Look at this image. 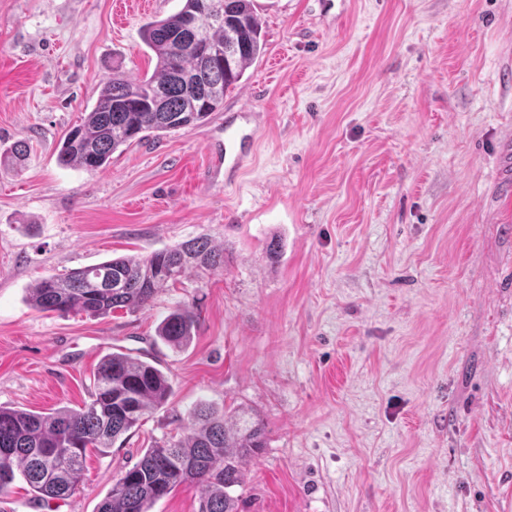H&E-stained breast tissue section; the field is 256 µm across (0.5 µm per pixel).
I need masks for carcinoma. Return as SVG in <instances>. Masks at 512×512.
<instances>
[{
    "mask_svg": "<svg viewBox=\"0 0 512 512\" xmlns=\"http://www.w3.org/2000/svg\"><path fill=\"white\" fill-rule=\"evenodd\" d=\"M188 18L214 46L235 40L224 63L194 52L183 30ZM143 42L157 59L153 74L107 81L82 123L61 139L60 164L95 171L121 146L207 119L264 49L253 0H227L221 21L203 13L200 0H185L177 13L148 24ZM28 155V143L20 139L0 152V164L21 168ZM218 267H224V250L197 236L145 257H117L44 277L29 289V302L41 311L93 317L135 311L181 282L188 269ZM197 325L196 313L179 304L160 322L157 336L183 348ZM171 395L170 380L156 365L114 352L98 364L90 402L79 409L63 407L45 414L0 406V493L20 476L42 499L71 496L83 482L88 454L112 447ZM186 429L179 438L146 449L115 480L98 512H150L184 484L200 487L199 512H237L235 488L243 483L245 465L266 444L259 415L243 409L228 416L201 402L190 411Z\"/></svg>",
    "mask_w": 512,
    "mask_h": 512,
    "instance_id": "1",
    "label": "carcinoma"
}]
</instances>
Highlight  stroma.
<instances>
[{"mask_svg": "<svg viewBox=\"0 0 512 512\" xmlns=\"http://www.w3.org/2000/svg\"><path fill=\"white\" fill-rule=\"evenodd\" d=\"M182 6L0 0V149L32 148L0 165V405L82 407L115 351L173 388L71 497L18 480L0 512H98L201 401L265 426L238 512H512V0H254L264 51L216 112L97 171L60 165L106 81L153 73L143 26ZM245 107L259 152L229 184L212 151ZM200 235L223 268L144 309L27 301L44 277ZM183 302L198 327L178 351L156 329Z\"/></svg>", "mask_w": 512, "mask_h": 512, "instance_id": "35a3bbf8", "label": "stroma"}]
</instances>
